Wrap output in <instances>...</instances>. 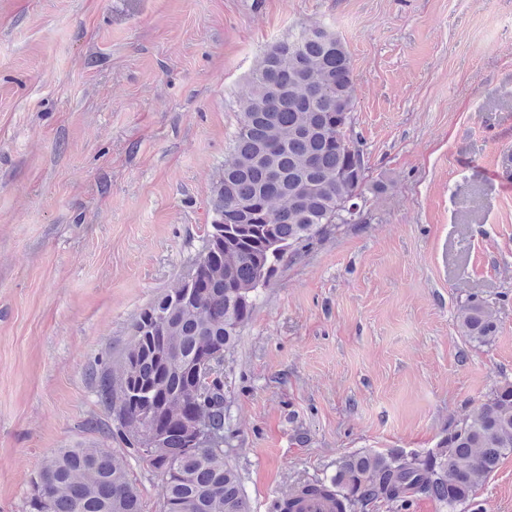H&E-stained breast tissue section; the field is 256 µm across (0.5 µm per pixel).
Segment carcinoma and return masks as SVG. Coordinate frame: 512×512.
Segmentation results:
<instances>
[{
	"label": "carcinoma",
	"mask_w": 512,
	"mask_h": 512,
	"mask_svg": "<svg viewBox=\"0 0 512 512\" xmlns=\"http://www.w3.org/2000/svg\"><path fill=\"white\" fill-rule=\"evenodd\" d=\"M355 85L349 53L322 22L304 26L271 45L252 75L224 171L211 198L212 223L224 225L202 239L200 274L143 308L117 371L96 374L98 398L108 412L109 436L127 456L160 477L161 512H251L241 477L224 449V363L202 378L197 359L213 346L229 354L257 308L259 290L316 241L369 216L366 191L386 185L360 176L367 169L352 136ZM280 174L277 183L266 172ZM356 208L351 212L342 208ZM165 313L150 340L149 312ZM470 342L485 345L497 330L496 313L473 302L459 315ZM142 381L147 405L132 406L125 382ZM199 410L219 442L192 447L180 427ZM166 433L163 447L144 453L151 429ZM512 453V382L497 384L476 412L458 422L424 454L364 452L347 455L330 480L293 484L277 512H291L300 494L336 499L337 512L383 502L401 507L428 497L448 512L471 501L500 459ZM30 512H144L141 492L124 458L104 448H60L44 459L32 482Z\"/></svg>",
	"instance_id": "carcinoma-1"
}]
</instances>
